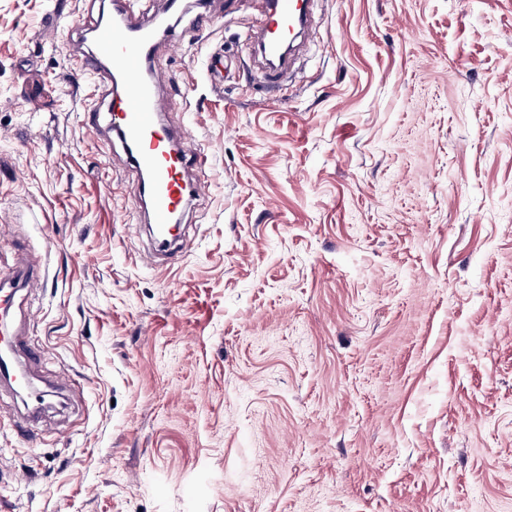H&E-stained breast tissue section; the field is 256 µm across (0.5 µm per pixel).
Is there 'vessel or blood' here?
<instances>
[{"label": "vessel or blood", "instance_id": "1", "mask_svg": "<svg viewBox=\"0 0 512 512\" xmlns=\"http://www.w3.org/2000/svg\"><path fill=\"white\" fill-rule=\"evenodd\" d=\"M315 0H262V11L254 42L278 52L289 42L295 30L304 29L313 17ZM114 12L119 23L96 22L93 31L97 50L84 58L89 71L101 74L110 98L107 129L121 141L130 154L137 173L149 174L143 188L150 197L151 223L161 241L173 244L179 237L174 218L183 211L191 197L201 192L200 185L188 183V166L207 168V154L187 156L173 144L172 130L157 118L155 92L161 76L148 65L157 46L150 27L131 22L130 0H116ZM37 278L27 268L19 267L0 280V344L10 352L9 360L0 362V375L19 388L30 389L31 382L16 361L23 344L13 326L12 312L18 287L35 285Z\"/></svg>", "mask_w": 512, "mask_h": 512}]
</instances>
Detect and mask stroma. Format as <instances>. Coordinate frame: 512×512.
Listing matches in <instances>:
<instances>
[{
	"instance_id": "1",
	"label": "stroma",
	"mask_w": 512,
	"mask_h": 512,
	"mask_svg": "<svg viewBox=\"0 0 512 512\" xmlns=\"http://www.w3.org/2000/svg\"><path fill=\"white\" fill-rule=\"evenodd\" d=\"M101 0H0V276L37 386L0 385V512H512V0H319L282 81L256 0L154 61L210 157L155 265L82 69Z\"/></svg>"
}]
</instances>
